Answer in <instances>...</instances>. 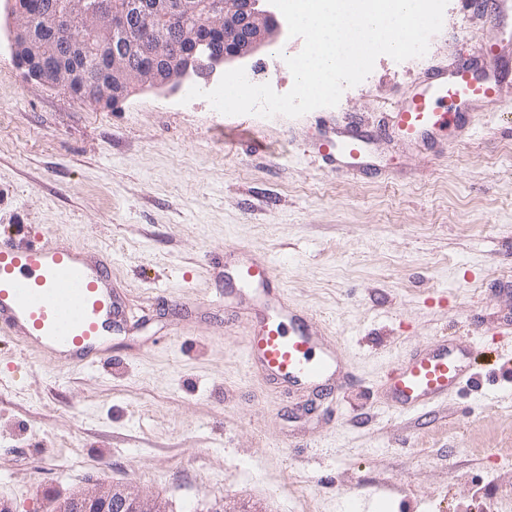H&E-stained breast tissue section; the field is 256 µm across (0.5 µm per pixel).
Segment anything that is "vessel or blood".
Masks as SVG:
<instances>
[{
    "mask_svg": "<svg viewBox=\"0 0 512 512\" xmlns=\"http://www.w3.org/2000/svg\"><path fill=\"white\" fill-rule=\"evenodd\" d=\"M512 84V55L480 45L468 58L427 69L423 88L397 105L387 124L400 141H434L446 131L468 132L471 105L493 102ZM373 137L350 117L320 145L337 171L364 173ZM238 290L225 293L228 308H245L246 360L286 389L309 390L332 401L351 383L344 348L315 327L308 310L289 304L273 265L237 263ZM125 296L112 286V260L69 238L28 245L0 236V335L47 357L55 367L89 368L112 357V338L127 331ZM473 378L472 353L457 337L438 336L391 364L381 389L398 410H422L447 401Z\"/></svg>",
    "mask_w": 512,
    "mask_h": 512,
    "instance_id": "obj_1",
    "label": "vessel or blood"
}]
</instances>
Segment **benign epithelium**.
<instances>
[{"instance_id": "7a95c632", "label": "benign epithelium", "mask_w": 512, "mask_h": 512, "mask_svg": "<svg viewBox=\"0 0 512 512\" xmlns=\"http://www.w3.org/2000/svg\"><path fill=\"white\" fill-rule=\"evenodd\" d=\"M66 27L78 33L80 54L70 63L38 31ZM6 28L14 60L30 78L95 105H116L137 91L176 89L194 75L208 78L220 66L246 59L276 42L282 24L267 0H63L34 23L21 0H12ZM208 31H221L213 42ZM148 57L134 62L133 54ZM109 71L90 77L97 59ZM58 512H168L166 503L122 486L100 483L66 499Z\"/></svg>"}]
</instances>
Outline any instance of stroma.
Listing matches in <instances>:
<instances>
[{
	"label": "stroma",
	"mask_w": 512,
	"mask_h": 512,
	"mask_svg": "<svg viewBox=\"0 0 512 512\" xmlns=\"http://www.w3.org/2000/svg\"><path fill=\"white\" fill-rule=\"evenodd\" d=\"M500 39L482 8L449 0L425 56L382 55L337 106L227 116L191 87L87 105L26 76L0 45V232L64 236L112 258L140 327L112 360L61 370L0 337V500L54 512L98 483L170 512H512V86L470 113L471 138L408 147L383 136L378 174L330 172L325 122L376 127L423 69ZM301 38L241 60L284 94ZM270 261L291 303L347 347L356 379L303 408L246 364L225 247ZM473 348L476 385L397 414L379 379L441 333Z\"/></svg>",
	"instance_id": "35a3bbf8"
}]
</instances>
